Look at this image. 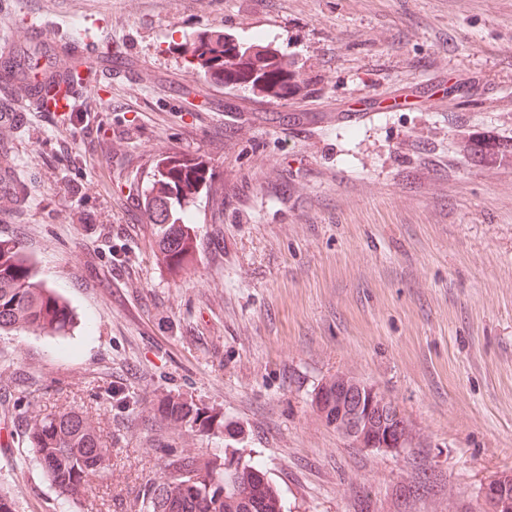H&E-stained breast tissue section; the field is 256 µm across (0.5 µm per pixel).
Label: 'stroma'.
<instances>
[{"label":"stroma","instance_id":"stroma-1","mask_svg":"<svg viewBox=\"0 0 512 512\" xmlns=\"http://www.w3.org/2000/svg\"><path fill=\"white\" fill-rule=\"evenodd\" d=\"M34 23L120 57L71 120L0 89L16 117L0 172L19 187L0 193V240L72 315L0 334V486L20 512H82L25 441L28 412L62 407L112 438L100 512H130L164 448L261 462L284 512H475L512 471V161L474 154L512 144V0H0V53ZM215 30L274 45L302 89L200 77L180 45ZM172 155L211 176L177 269L142 208ZM339 373L398 405L411 447L327 426L311 400ZM168 395L197 423L163 420ZM421 471L438 484L399 497Z\"/></svg>","mask_w":512,"mask_h":512}]
</instances>
